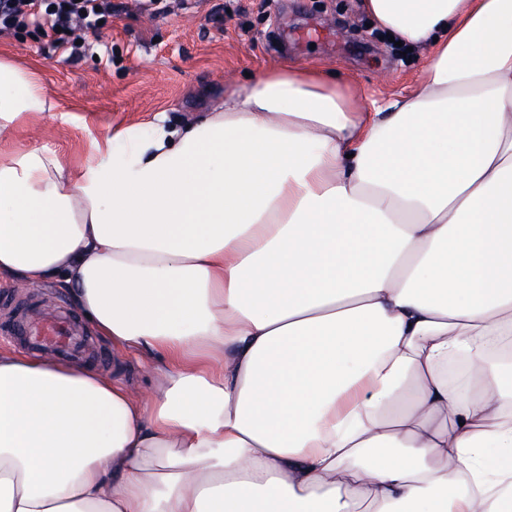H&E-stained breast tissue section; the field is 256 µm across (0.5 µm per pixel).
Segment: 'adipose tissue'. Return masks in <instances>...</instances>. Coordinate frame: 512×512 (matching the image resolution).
Wrapping results in <instances>:
<instances>
[{
  "label": "adipose tissue",
  "instance_id": "obj_1",
  "mask_svg": "<svg viewBox=\"0 0 512 512\" xmlns=\"http://www.w3.org/2000/svg\"><path fill=\"white\" fill-rule=\"evenodd\" d=\"M424 49L361 111L281 65L121 158H0V274L146 351L0 348V512H512V0H362ZM0 140L55 106L0 62Z\"/></svg>",
  "mask_w": 512,
  "mask_h": 512
}]
</instances>
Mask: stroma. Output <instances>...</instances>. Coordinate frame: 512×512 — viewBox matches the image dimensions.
I'll use <instances>...</instances> for the list:
<instances>
[{
  "label": "stroma",
  "instance_id": "35a3bbf8",
  "mask_svg": "<svg viewBox=\"0 0 512 512\" xmlns=\"http://www.w3.org/2000/svg\"><path fill=\"white\" fill-rule=\"evenodd\" d=\"M0 61L28 74L58 106L20 116L13 137L0 141V152H53L75 174L89 163L120 157L124 140L96 148L112 132L148 135L159 112L181 127L208 97L284 62L335 71L359 89L364 109L405 92L424 66L422 53L404 55L371 26L360 0H190L188 9L164 16L130 0L100 32H83L78 55L52 46L31 25L0 34ZM2 298L8 314L0 317V348L18 346L11 334L14 317L33 313L48 321L72 305L56 284L25 292L5 278ZM92 341L110 358L98 374L136 393L153 387L146 355L115 352L103 336Z\"/></svg>",
  "mask_w": 512,
  "mask_h": 512
}]
</instances>
